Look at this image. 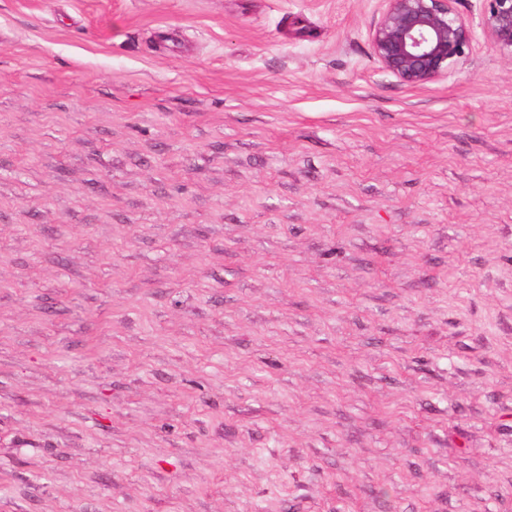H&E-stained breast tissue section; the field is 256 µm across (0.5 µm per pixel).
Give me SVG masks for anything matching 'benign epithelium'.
Masks as SVG:
<instances>
[{"mask_svg":"<svg viewBox=\"0 0 512 512\" xmlns=\"http://www.w3.org/2000/svg\"><path fill=\"white\" fill-rule=\"evenodd\" d=\"M480 26L512 61V0H483ZM456 0H385L370 25L374 55L400 81L424 85L449 75L466 60L472 27Z\"/></svg>","mask_w":512,"mask_h":512,"instance_id":"obj_1","label":"benign epithelium"}]
</instances>
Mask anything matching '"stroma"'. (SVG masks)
I'll list each match as a JSON object with an SVG mask.
<instances>
[{
    "instance_id": "stroma-1",
    "label": "stroma",
    "mask_w": 512,
    "mask_h": 512,
    "mask_svg": "<svg viewBox=\"0 0 512 512\" xmlns=\"http://www.w3.org/2000/svg\"><path fill=\"white\" fill-rule=\"evenodd\" d=\"M382 0H0V512H512V62ZM457 0H385L370 25L374 55L400 81L424 85L466 60L472 27L455 7Z\"/></svg>"
}]
</instances>
